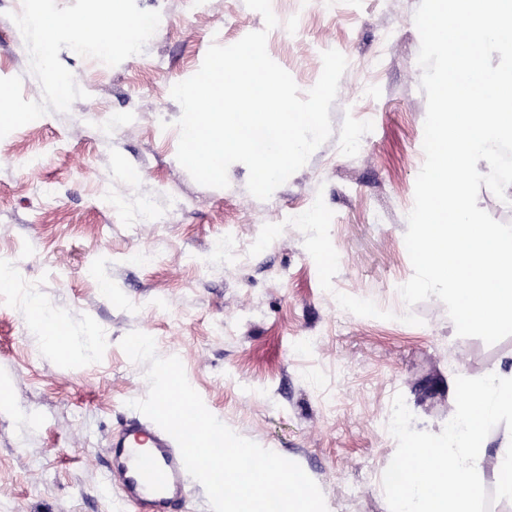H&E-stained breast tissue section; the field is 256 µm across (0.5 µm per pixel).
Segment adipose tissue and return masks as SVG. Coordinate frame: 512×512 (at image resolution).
Here are the masks:
<instances>
[{
	"instance_id": "1",
	"label": "adipose tissue",
	"mask_w": 512,
	"mask_h": 512,
	"mask_svg": "<svg viewBox=\"0 0 512 512\" xmlns=\"http://www.w3.org/2000/svg\"><path fill=\"white\" fill-rule=\"evenodd\" d=\"M458 400L461 433L440 441L411 440L415 465L404 484L392 487L395 512H480L487 488L512 501V365L463 381ZM501 430L498 448L487 452L490 428ZM493 483H486V475Z\"/></svg>"
}]
</instances>
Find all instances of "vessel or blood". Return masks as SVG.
Wrapping results in <instances>:
<instances>
[{
	"label": "vessel or blood",
	"mask_w": 512,
	"mask_h": 512,
	"mask_svg": "<svg viewBox=\"0 0 512 512\" xmlns=\"http://www.w3.org/2000/svg\"><path fill=\"white\" fill-rule=\"evenodd\" d=\"M102 487L112 512H182L196 481L176 441L150 418L133 415L113 434Z\"/></svg>",
	"instance_id": "1"
}]
</instances>
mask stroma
<instances>
[{"label": "stroma", "mask_w": 512, "mask_h": 512, "mask_svg": "<svg viewBox=\"0 0 512 512\" xmlns=\"http://www.w3.org/2000/svg\"><path fill=\"white\" fill-rule=\"evenodd\" d=\"M419 2L302 13L271 0L269 30L245 0H136L161 15L143 52L110 67L61 51L86 98L0 138V259L16 269L14 288L0 290V512H107L104 450L128 402L149 391L145 365L120 346L133 331L180 358L225 425L299 464L328 512H391L385 476L410 459L406 433L385 424L395 403L411 426L443 435L462 376L512 363V337L458 336L441 301L410 307L398 293L413 275L404 235L424 162ZM21 10L0 0V78L21 77L24 98L38 99L11 19ZM263 29L300 92L319 79L324 51L350 66L329 139L259 200L243 164L223 189L180 165L171 88L211 44ZM354 131L363 150L343 151ZM41 183L50 195L35 192ZM145 197L159 219L134 223ZM313 202L317 224L282 223ZM229 232L255 243L246 261L213 255ZM137 252L152 263H129ZM340 292L381 311L338 309ZM35 301L53 314L58 347L32 329Z\"/></svg>", "instance_id": "35a3bbf8"}]
</instances>
